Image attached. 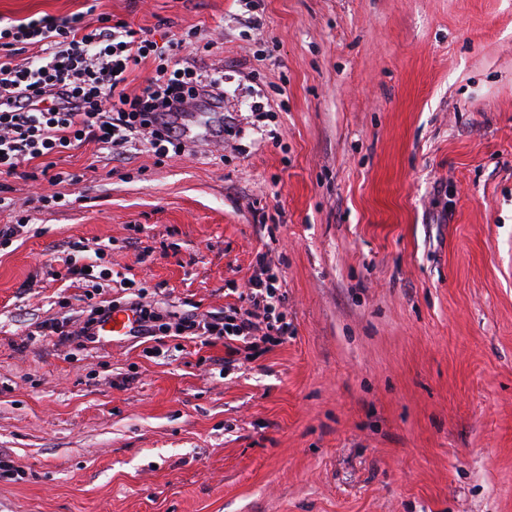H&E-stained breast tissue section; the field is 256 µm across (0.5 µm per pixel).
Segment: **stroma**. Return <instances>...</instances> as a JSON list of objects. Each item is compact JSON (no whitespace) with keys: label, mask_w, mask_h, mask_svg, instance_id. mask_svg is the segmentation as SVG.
Masks as SVG:
<instances>
[{"label":"stroma","mask_w":512,"mask_h":512,"mask_svg":"<svg viewBox=\"0 0 512 512\" xmlns=\"http://www.w3.org/2000/svg\"><path fill=\"white\" fill-rule=\"evenodd\" d=\"M83 0H0L14 20ZM224 71L221 141L70 150L66 204L0 176V512H512V0H99ZM111 241L173 311L223 314L267 254L293 333L57 348L45 263ZM145 262H137L141 250Z\"/></svg>","instance_id":"1"}]
</instances>
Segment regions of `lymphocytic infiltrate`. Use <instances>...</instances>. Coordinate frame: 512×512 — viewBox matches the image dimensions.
<instances>
[{"label":"lymphocytic infiltrate","mask_w":512,"mask_h":512,"mask_svg":"<svg viewBox=\"0 0 512 512\" xmlns=\"http://www.w3.org/2000/svg\"><path fill=\"white\" fill-rule=\"evenodd\" d=\"M65 18L43 15L29 20L0 16V174L14 175L23 164L36 168L27 179L49 185H75L77 174L61 169L63 155L92 143L101 150L129 148L157 157L181 155L183 131L173 116L184 105L224 106V72L202 73L182 52L192 39L184 33L165 45L123 20L99 13L97 0ZM36 55L17 62L19 52ZM153 62L155 73L140 92L128 90L136 67ZM240 303L229 314H179L147 301L144 291L107 306L89 302L75 316L40 323L43 339L83 346L96 336L105 314L116 307L132 312L141 335L161 341L186 336L224 344L228 355L256 351L259 343H285L292 328L282 310L285 297L264 259Z\"/></svg>","instance_id":"lymphocytic-infiltrate-1"}]
</instances>
